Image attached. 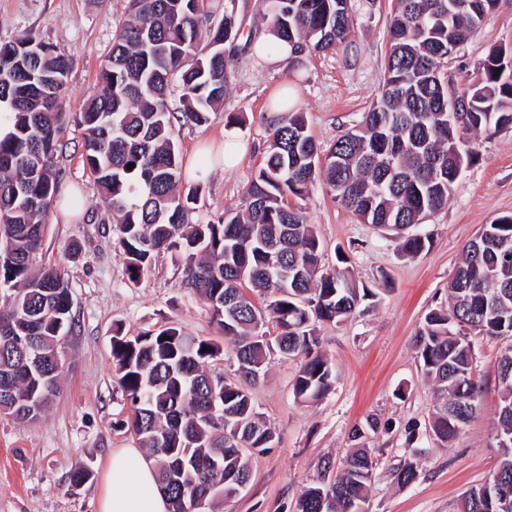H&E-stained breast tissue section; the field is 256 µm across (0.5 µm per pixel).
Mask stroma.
Segmentation results:
<instances>
[{"mask_svg":"<svg viewBox=\"0 0 512 512\" xmlns=\"http://www.w3.org/2000/svg\"><path fill=\"white\" fill-rule=\"evenodd\" d=\"M354 31L336 50L308 56L303 66L273 63L238 48L227 59L224 102L203 125L175 124L184 163L206 169L196 218L217 221L241 209L246 188L268 147L266 119L277 92L290 91L308 129L323 148L357 124L380 94L388 53L389 0H352ZM128 0H0V43L32 32L71 61L61 90L68 121L62 190L82 193L84 210L69 224L48 222L36 261L56 266L71 291L75 325L62 354L59 391L40 417L19 421L0 414V512H96L104 463L115 448L135 445L126 426L129 410L112 370L114 327L127 335L179 328L190 336L223 342L209 304L187 288L180 262L159 254L139 284L129 282L115 247L112 219L97 197L82 161L78 114L98 90L100 65L115 30L126 20ZM497 47H512V0H497L475 35L443 69L456 91L478 80L477 64ZM241 113L231 125L227 116ZM232 135L247 153L234 169H213L205 143ZM475 151L459 175L447 206L417 231L430 239L419 256L402 255L392 234L359 221L333 199L323 182L304 198H290L322 239L324 262L346 255L355 280L376 292L371 307L339 324L316 329L321 351L336 365L333 390L314 403H299L292 380L300 361L273 355L253 390L257 410L276 432V445L249 459L250 480L217 512H295L296 501L325 456L343 457L354 426L375 417L391 433L371 441L377 465L371 512H459L463 493L494 472L500 450L494 433L498 410L496 364L503 341L473 337L476 374L484 384L481 408L452 447L420 437L405 445L404 427L428 424L434 404L413 339L425 315L448 297V282L464 246L482 225L512 215V129L470 136ZM411 459L417 479L398 484L393 469ZM80 465L93 472L76 485Z\"/></svg>","mask_w":512,"mask_h":512,"instance_id":"stroma-1","label":"stroma"}]
</instances>
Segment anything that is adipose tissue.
Segmentation results:
<instances>
[{
	"instance_id": "obj_1",
	"label": "adipose tissue",
	"mask_w": 512,
	"mask_h": 512,
	"mask_svg": "<svg viewBox=\"0 0 512 512\" xmlns=\"http://www.w3.org/2000/svg\"><path fill=\"white\" fill-rule=\"evenodd\" d=\"M98 512H169L154 466L139 448L113 449L103 473Z\"/></svg>"
}]
</instances>
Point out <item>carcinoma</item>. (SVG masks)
<instances>
[{"instance_id":"carcinoma-1","label":"carcinoma","mask_w":512,"mask_h":512,"mask_svg":"<svg viewBox=\"0 0 512 512\" xmlns=\"http://www.w3.org/2000/svg\"><path fill=\"white\" fill-rule=\"evenodd\" d=\"M458 2L450 14L448 0H392L381 94L355 129L321 148L303 113H288L268 127V149L245 192V209L227 210L213 223L193 220L198 190L181 188L169 97L172 87L180 89V115L194 125L206 123L224 101V49L239 37L235 0H224L219 19L209 0H128L127 19L101 66L99 92L80 112L83 162L112 212L129 282H139L158 254L173 253L185 284L233 340L237 364L232 378L210 374L206 364L223 349L176 327L112 336L129 429L155 459L171 512H187L193 497L205 493L218 476V457L224 485L249 480V456L275 443L251 393L271 355L301 358L292 383L297 401L322 399L336 382V366L319 351L315 326L345 321L374 295L356 284L347 259L324 264L322 240L288 196L303 198L319 179L362 222L396 233L404 256L429 245L412 228L448 204L457 181L450 160L457 125L448 115L440 66L448 44L467 40L496 6V0ZM351 8V0H266L263 20L307 56L349 39ZM70 70L68 57L33 34L0 43V114L12 124L0 138V412L17 420L37 418L55 395L64 340L74 326L70 289L58 268L33 265L60 193L66 123L60 91ZM477 74L476 86L459 95V126L466 134L512 129V50L494 49ZM448 296L425 315L414 338L421 371L442 399L429 435L448 447L480 409L469 339L477 335L508 340L496 366V432L512 438V216L482 225L464 248ZM384 428L376 418L354 427L342 466L322 460L296 512H367L375 469L368 437ZM395 473L409 484L416 465L405 460ZM490 480L512 494V452L502 453ZM460 509L501 512L477 486Z\"/></svg>"}]
</instances>
